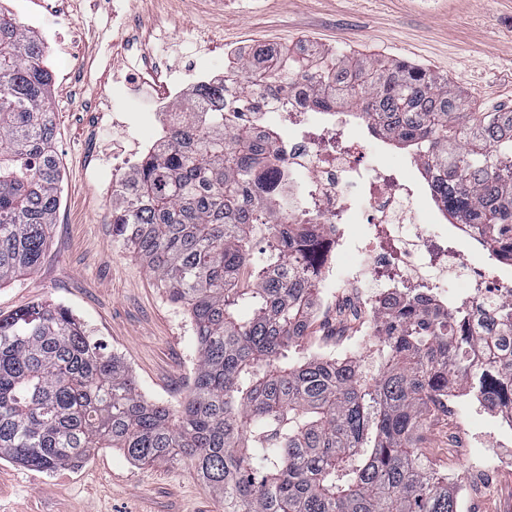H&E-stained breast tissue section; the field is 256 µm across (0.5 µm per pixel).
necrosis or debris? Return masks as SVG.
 <instances>
[{
    "label": "necrosis or debris",
    "mask_w": 512,
    "mask_h": 512,
    "mask_svg": "<svg viewBox=\"0 0 512 512\" xmlns=\"http://www.w3.org/2000/svg\"><path fill=\"white\" fill-rule=\"evenodd\" d=\"M138 84L153 97L150 119L163 127L183 91L180 78L149 62ZM311 97L300 87L248 111L234 89L225 106L236 128L264 131L277 120L290 130L279 143L282 164L263 174L252 192L273 202V223L316 225L327 293L312 317L334 327L327 339L333 351L349 354L374 335L382 310L412 298L444 312L452 304L483 308L512 295L511 262L494 254L470 257L466 248L480 237L466 225L441 223L444 208L436 199L418 209V182L379 166L381 145L352 138L353 130L368 126L360 113L314 112L307 106ZM455 276L463 277V289L449 288Z\"/></svg>",
    "instance_id": "1"
}]
</instances>
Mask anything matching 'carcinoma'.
I'll return each mask as SVG.
<instances>
[{"label":"carcinoma","instance_id":"cac0c4a2","mask_svg":"<svg viewBox=\"0 0 512 512\" xmlns=\"http://www.w3.org/2000/svg\"><path fill=\"white\" fill-rule=\"evenodd\" d=\"M45 46L0 11V285L33 272L56 223L60 166ZM253 97L296 85L312 106L351 104L418 153L448 213L512 258V112H477L423 67L262 48L207 107L176 106L158 151L122 178L112 231L189 312L198 344L181 409L150 402L71 312L42 302L0 314V459L73 467L96 448L135 464L183 463L224 512H457L418 434L458 388L512 406V299L478 320L409 302L380 313V363L362 373L301 355L321 286L319 242L272 224L250 193L282 162L277 135L224 123L226 85ZM268 231L258 254L251 246Z\"/></svg>","mask_w":512,"mask_h":512}]
</instances>
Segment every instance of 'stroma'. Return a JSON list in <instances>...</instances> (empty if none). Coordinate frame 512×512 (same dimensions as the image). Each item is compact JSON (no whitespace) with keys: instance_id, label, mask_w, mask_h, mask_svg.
Returning a JSON list of instances; mask_svg holds the SVG:
<instances>
[{"instance_id":"obj_1","label":"stroma","mask_w":512,"mask_h":512,"mask_svg":"<svg viewBox=\"0 0 512 512\" xmlns=\"http://www.w3.org/2000/svg\"><path fill=\"white\" fill-rule=\"evenodd\" d=\"M19 23L42 32L78 24L83 73L52 67L50 100L60 160V206L41 264L0 287V314L44 301L67 308L91 338L128 368L140 393L176 409L189 394L198 346L187 313L171 303L146 265L112 233V201L91 171L93 150L119 153L111 117L93 105L115 77L151 58L171 67L222 68L226 51L284 50L301 43L336 54L395 59L446 75L484 112H512V0H0ZM154 20L151 35L126 18ZM463 412L440 404L419 433L434 468L447 474L458 512H512V468L491 486L471 479L472 435L494 427L491 407L457 393ZM0 512H224V501L191 468L136 465L102 448L76 467L49 473L0 460Z\"/></svg>"}]
</instances>
